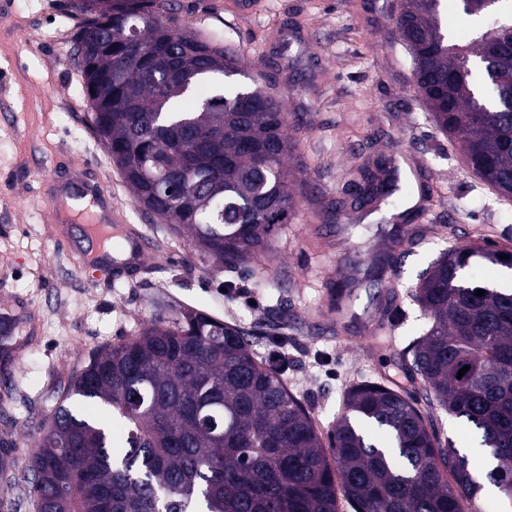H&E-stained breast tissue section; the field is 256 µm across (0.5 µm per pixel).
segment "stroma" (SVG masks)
Instances as JSON below:
<instances>
[{
  "label": "stroma",
  "mask_w": 512,
  "mask_h": 512,
  "mask_svg": "<svg viewBox=\"0 0 512 512\" xmlns=\"http://www.w3.org/2000/svg\"><path fill=\"white\" fill-rule=\"evenodd\" d=\"M400 0H166L164 16L239 53L246 73L279 96L294 126L290 224L270 258L230 269L197 253L186 234L141 207L98 139L73 40L85 20L71 0H0V315L14 324L0 369V439L15 470L38 428L91 353L136 335L161 309L181 306L255 331L263 359L288 354L284 378L318 430L335 424L346 389L425 387L397 356L426 320L410 296L442 250L482 240L512 248V201L489 189L434 125L395 34ZM389 161L392 212L429 226L383 278L373 266L399 229L353 209L357 169ZM110 187L112 204L153 253L114 277L111 257L77 268L88 227L58 223L47 199L73 166ZM350 292L343 318L331 290Z\"/></svg>",
  "instance_id": "35a3bbf8"
}]
</instances>
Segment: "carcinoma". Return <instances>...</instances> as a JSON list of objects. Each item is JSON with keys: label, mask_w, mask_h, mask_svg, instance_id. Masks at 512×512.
Here are the masks:
<instances>
[{"label": "carcinoma", "mask_w": 512, "mask_h": 512, "mask_svg": "<svg viewBox=\"0 0 512 512\" xmlns=\"http://www.w3.org/2000/svg\"><path fill=\"white\" fill-rule=\"evenodd\" d=\"M440 2L402 0L414 86L466 165L511 201L512 20L499 13L512 0H459L490 19L469 41L443 28ZM155 6L76 0L93 15L75 42L92 126L139 204L198 252L226 266L264 259L294 211L283 104L242 81L240 57ZM379 173L363 168L358 202L387 203ZM483 264L512 270V249L452 247L414 287L427 327L401 362L424 382L425 406L352 385L327 443L248 331L189 307L157 316L94 352L54 407L22 476L33 512H339L340 499L351 512H477L483 485L440 439L439 412L478 435L498 461L486 478L512 506V283L476 278ZM75 396L112 409L122 449Z\"/></svg>", "instance_id": "cac0c4a2"}]
</instances>
